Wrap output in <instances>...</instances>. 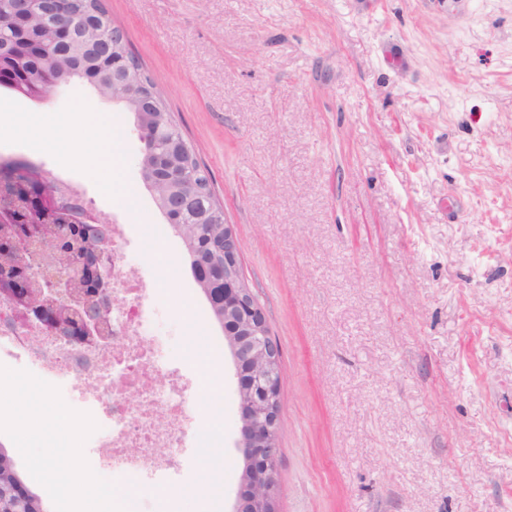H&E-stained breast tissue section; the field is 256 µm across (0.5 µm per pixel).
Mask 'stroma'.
Listing matches in <instances>:
<instances>
[{
    "label": "stroma",
    "mask_w": 512,
    "mask_h": 512,
    "mask_svg": "<svg viewBox=\"0 0 512 512\" xmlns=\"http://www.w3.org/2000/svg\"><path fill=\"white\" fill-rule=\"evenodd\" d=\"M208 168L278 342L276 512H512V0H105ZM0 148L84 179L132 229L164 218L135 117L74 82L36 104L0 86ZM66 121L62 153L23 112ZM121 119L112 165L87 115ZM157 298L199 380L224 468H173L146 512H231L242 467L230 353L197 349L206 297L181 242ZM223 402L210 404L213 393ZM8 455L44 512L52 448Z\"/></svg>",
    "instance_id": "35a3bbf8"
}]
</instances>
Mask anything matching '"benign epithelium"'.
Listing matches in <instances>:
<instances>
[{
	"mask_svg": "<svg viewBox=\"0 0 512 512\" xmlns=\"http://www.w3.org/2000/svg\"><path fill=\"white\" fill-rule=\"evenodd\" d=\"M73 0H53L56 16L54 43L73 49L81 45L71 22ZM11 13L13 29L20 35L14 50L28 55L25 35L34 28L44 10V0H0V8ZM0 85L15 93L44 102L61 89L57 84L44 94L30 89L24 71L1 65ZM93 85L111 82L115 96L140 104L157 102L155 79L131 88L120 60L112 58V74L83 72ZM186 146L181 138L169 143L168 179L193 183V176L179 169ZM193 193L165 203L169 222L184 210ZM224 236L217 246L222 258V283L216 290V305L224 318V343L235 366L243 456L239 491L233 512H274V474L277 465V432L281 418V386L284 371L280 346L272 338L265 314L254 299L242 274L239 241L233 225L221 219ZM98 226L91 214L72 208L57 187L41 171L21 157L0 161V255L14 261L0 265V301L8 303L15 317L36 325L49 337L62 339L76 354L112 344V282L102 269L112 263V239H96ZM0 512H43L39 499L15 474L0 476Z\"/></svg>",
	"mask_w": 512,
	"mask_h": 512,
	"instance_id": "benign-epithelium-1",
	"label": "benign epithelium"
}]
</instances>
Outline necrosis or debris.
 Masks as SVG:
<instances>
[{
	"mask_svg": "<svg viewBox=\"0 0 512 512\" xmlns=\"http://www.w3.org/2000/svg\"><path fill=\"white\" fill-rule=\"evenodd\" d=\"M46 174L67 198L112 227L107 274L114 343L93 350L88 363H81L61 342L21 328L0 304V353L24 369L31 406L46 408L51 389L72 402L76 412L67 422L61 448L72 458L82 449H105V456L86 457L87 466L135 487L134 495L115 502L114 512H141V500L152 494L158 473L170 465L155 456V449L189 446L205 459L221 444L215 430L192 415L196 383L166 359L155 289L134 262L168 242L167 228L153 224L131 234L119 212L96 206L73 172L50 168Z\"/></svg>",
	"mask_w": 512,
	"mask_h": 512,
	"instance_id": "necrosis-or-debris-1",
	"label": "necrosis or debris"
}]
</instances>
